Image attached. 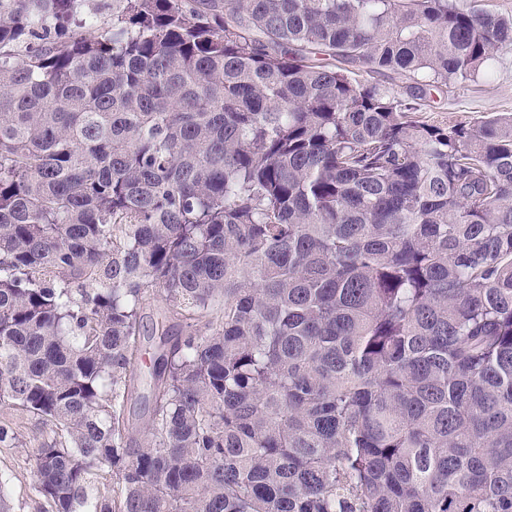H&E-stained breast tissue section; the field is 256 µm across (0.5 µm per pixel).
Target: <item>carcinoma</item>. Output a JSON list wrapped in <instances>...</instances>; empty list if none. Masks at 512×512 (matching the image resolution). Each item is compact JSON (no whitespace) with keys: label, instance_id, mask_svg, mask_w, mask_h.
<instances>
[{"label":"carcinoma","instance_id":"carcinoma-1","mask_svg":"<svg viewBox=\"0 0 512 512\" xmlns=\"http://www.w3.org/2000/svg\"><path fill=\"white\" fill-rule=\"evenodd\" d=\"M96 25L0 0V411L60 432L49 512H512V114L417 117L512 17L112 0ZM156 288L186 329L140 443ZM141 314V343L137 353V361L141 367L143 366L142 369L146 372L145 366H149V356L154 351L158 342V336H154L156 323L158 321L160 322L162 319L164 320V317L167 316V319H165L166 325L173 326L171 329L173 334L177 333L179 329L181 330L184 325L181 327L179 325L182 323L181 321L174 319L172 316L169 317L167 306L159 289L154 290V292L146 298ZM140 382L138 383V395H135L138 397L134 398L131 402V413L134 412L136 414V420L133 419V421L137 429H139L143 421L142 419L149 413L153 405L152 395L148 386H146V380H140ZM142 396H145V398ZM139 415L140 417H137Z\"/></svg>","mask_w":512,"mask_h":512}]
</instances>
